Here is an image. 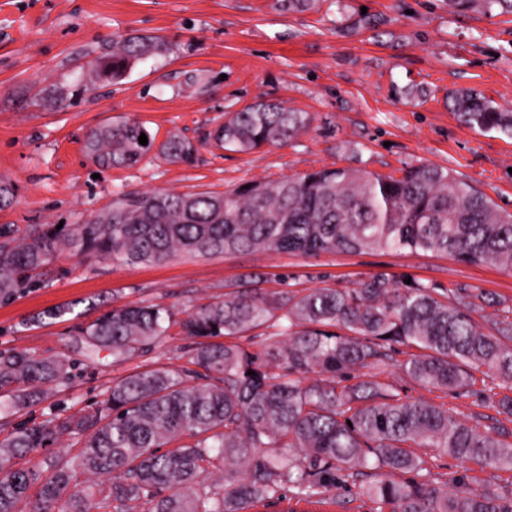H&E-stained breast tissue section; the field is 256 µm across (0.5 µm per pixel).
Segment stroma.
<instances>
[{"instance_id": "obj_1", "label": "stroma", "mask_w": 512, "mask_h": 512, "mask_svg": "<svg viewBox=\"0 0 512 512\" xmlns=\"http://www.w3.org/2000/svg\"><path fill=\"white\" fill-rule=\"evenodd\" d=\"M157 34L168 53L137 63L121 84L96 85L55 105L43 98L70 87L116 35ZM473 88L512 110V16L459 13L448 0H0V178L16 189L0 225L82 224L122 194L221 192L250 179L275 180L325 166L386 175L429 163L466 177L512 211V136L461 124L451 92ZM311 113L310 130L283 146L242 153L205 144L224 115L258 99ZM123 118L145 124L157 141L176 133L198 143L195 159L172 163L149 153L131 167L97 168L86 135ZM384 271L439 288L465 284L512 300V274L433 253L299 254L253 252L177 257L126 265L57 253L42 285L0 303V351H30L77 363L70 384L8 419L9 431L51 411L101 401L113 381L159 365H190L191 338L171 335L129 358L92 351L79 327L129 302L162 304L177 317L223 299L250 272L268 290L355 287ZM64 306L57 320L46 310ZM397 347L380 378L400 395L459 411L477 394L420 386ZM442 482L467 475L473 486L512 492V471L461 462L428 449ZM357 485L336 487L320 503L291 498L262 512H373Z\"/></svg>"}]
</instances>
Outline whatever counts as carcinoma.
<instances>
[{"instance_id": "carcinoma-1", "label": "carcinoma", "mask_w": 512, "mask_h": 512, "mask_svg": "<svg viewBox=\"0 0 512 512\" xmlns=\"http://www.w3.org/2000/svg\"><path fill=\"white\" fill-rule=\"evenodd\" d=\"M454 10L498 9L512 0H448ZM162 36L112 39L89 64L85 83L118 84L141 61L162 56ZM457 119L481 132L512 135V112L469 88L453 96ZM312 117L259 99L225 115L208 134L216 147L250 152L286 145ZM146 134L148 143L139 144ZM154 143L138 121L91 130L85 153L97 164L133 166ZM192 141L169 136L159 153L189 162ZM127 265L178 256L273 252L300 255L369 251L432 252L512 273V213L454 172L419 164L400 177L323 167L279 180H251L223 192L123 195L86 224L0 226V302L39 286L56 251ZM251 273L222 301L182 319L161 304L128 303L82 328L89 344L122 360L173 328L194 339L190 363L161 365L113 382L91 408L52 414L0 439V512H257L286 499L285 486L312 498L336 477L360 481L376 512H512V496L476 489L461 476L455 491L433 477L421 448L512 470V304L466 285L443 293L386 272L357 288L324 286L267 292ZM273 328L255 353L222 338ZM418 353L403 371L419 384L456 394L482 384L480 406L458 412L402 397L377 380L395 345ZM76 370L66 358L0 351L7 414L44 400ZM67 436L76 453L33 461ZM219 471L224 482L208 484Z\"/></svg>"}]
</instances>
